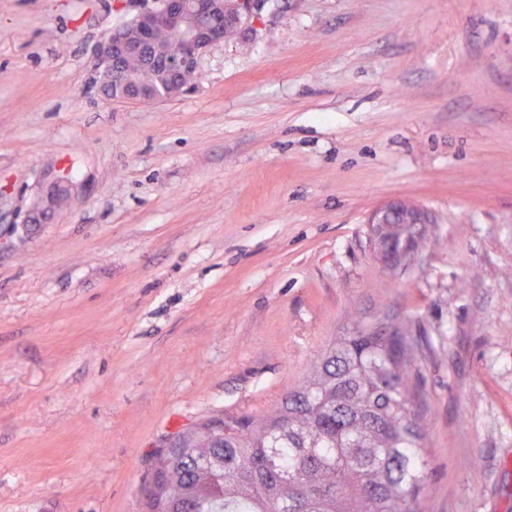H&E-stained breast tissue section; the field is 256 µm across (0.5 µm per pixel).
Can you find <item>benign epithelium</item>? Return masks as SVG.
Returning a JSON list of instances; mask_svg holds the SVG:
<instances>
[{
  "label": "benign epithelium",
  "mask_w": 512,
  "mask_h": 512,
  "mask_svg": "<svg viewBox=\"0 0 512 512\" xmlns=\"http://www.w3.org/2000/svg\"><path fill=\"white\" fill-rule=\"evenodd\" d=\"M265 0H157V6L142 8L127 24L131 36L114 32L104 37L96 48L100 87L106 88L113 68L123 60L147 57L165 71L180 76L197 69L202 53L213 43L224 39V27L243 28L261 20ZM162 24L177 33L174 48L158 46L152 38L155 25ZM432 223L429 214L401 202L377 208L369 217L370 237L379 246L377 228L401 224L409 240L427 232Z\"/></svg>",
  "instance_id": "7a95c632"
}]
</instances>
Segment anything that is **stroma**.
Segmentation results:
<instances>
[{"label": "stroma", "instance_id": "35a3bbf8", "mask_svg": "<svg viewBox=\"0 0 512 512\" xmlns=\"http://www.w3.org/2000/svg\"><path fill=\"white\" fill-rule=\"evenodd\" d=\"M143 5L0 0V512H147L156 450L354 311L414 340L429 512H512V0H269L184 94L108 99ZM393 201L432 219L401 279Z\"/></svg>", "mask_w": 512, "mask_h": 512}]
</instances>
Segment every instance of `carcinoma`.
<instances>
[{"label":"carcinoma","instance_id":"obj_1","mask_svg":"<svg viewBox=\"0 0 512 512\" xmlns=\"http://www.w3.org/2000/svg\"><path fill=\"white\" fill-rule=\"evenodd\" d=\"M153 98L160 76L137 60L112 78ZM340 336L267 413L226 412L179 433L153 458L165 482L150 512H428L426 409L410 369L405 322L354 314Z\"/></svg>","mask_w":512,"mask_h":512}]
</instances>
